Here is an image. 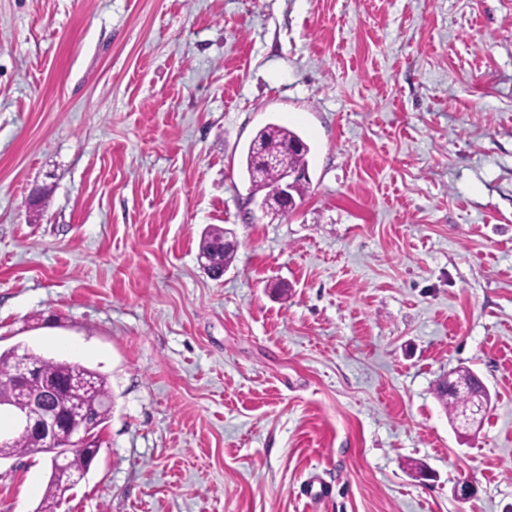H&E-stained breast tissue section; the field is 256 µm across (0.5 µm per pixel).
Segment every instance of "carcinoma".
<instances>
[{"instance_id":"cac0c4a2","label":"carcinoma","mask_w":512,"mask_h":512,"mask_svg":"<svg viewBox=\"0 0 512 512\" xmlns=\"http://www.w3.org/2000/svg\"><path fill=\"white\" fill-rule=\"evenodd\" d=\"M301 140V137L292 130L283 126L270 123L261 128L253 138V141L260 144L269 152L279 154L284 158L290 168L308 166L307 155L310 148L300 151L291 150V145ZM255 155L253 147H248L245 159V172L250 183V193H264L269 199L277 200V189L279 184V171L271 170L265 177L256 179L253 176ZM224 229L210 227L201 236L199 251L210 250L220 251L222 266L229 267L235 257V251L226 250L223 247ZM31 358L39 363L44 374L50 377L64 378L74 381L73 386L66 393H55L53 399L58 403H76L99 411V416L106 420L109 418L111 409L104 405V402L111 397L107 380L98 372L68 362L66 360H55L44 358L35 353ZM478 383L477 376L467 367H460L448 373V394L437 392V396L448 411L449 419L454 421L458 417L469 413L474 407L475 401L486 398L487 390L475 392V385ZM60 504L58 479L50 476L45 495L38 512H56Z\"/></svg>"}]
</instances>
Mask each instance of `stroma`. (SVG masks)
Masks as SVG:
<instances>
[{
  "mask_svg": "<svg viewBox=\"0 0 512 512\" xmlns=\"http://www.w3.org/2000/svg\"><path fill=\"white\" fill-rule=\"evenodd\" d=\"M269 123L310 147L282 220L243 170ZM18 344L112 394L56 512H512V0H0ZM49 474L0 462V512ZM224 245L234 248L237 246L234 238L230 239L229 236L224 239V228L210 227L201 236L199 243V252H208L210 250H221L220 260L224 268L229 267L235 257L236 250L224 251ZM444 379L438 382L436 393L448 411L451 422L466 413H470L475 401L484 400L487 396V390L484 386H482L480 394H476L475 385L478 383V379L473 371L467 367H460L448 373L447 398L442 392L437 391V388L443 383Z\"/></svg>",
  "mask_w": 512,
  "mask_h": 512,
  "instance_id": "1",
  "label": "stroma"
}]
</instances>
